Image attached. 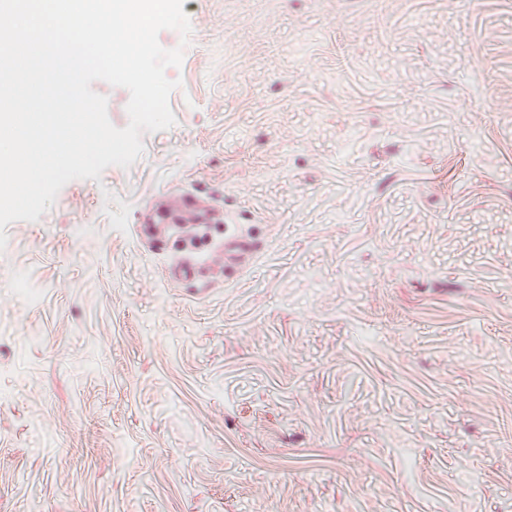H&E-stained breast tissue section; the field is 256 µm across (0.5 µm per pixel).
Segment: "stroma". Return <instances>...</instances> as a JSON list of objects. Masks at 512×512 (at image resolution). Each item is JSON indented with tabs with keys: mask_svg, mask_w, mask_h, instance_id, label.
<instances>
[{
	"mask_svg": "<svg viewBox=\"0 0 512 512\" xmlns=\"http://www.w3.org/2000/svg\"><path fill=\"white\" fill-rule=\"evenodd\" d=\"M183 10L175 125L5 228L0 512H512V0ZM181 192L256 251L172 283Z\"/></svg>",
	"mask_w": 512,
	"mask_h": 512,
	"instance_id": "obj_1",
	"label": "stroma"
}]
</instances>
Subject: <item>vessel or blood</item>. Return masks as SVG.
I'll return each mask as SVG.
<instances>
[{"label":"vessel or blood","instance_id":"b4317fda","mask_svg":"<svg viewBox=\"0 0 512 512\" xmlns=\"http://www.w3.org/2000/svg\"><path fill=\"white\" fill-rule=\"evenodd\" d=\"M224 221L222 212L207 198L182 193L158 202L144 215L141 224L135 225L134 232L139 240L155 243L160 240L162 229H178L182 254L172 267V277L176 280L200 282L208 272L215 270L218 261L234 263L255 249L250 240L232 235L213 244L211 255H200L197 251L199 230Z\"/></svg>","mask_w":512,"mask_h":512}]
</instances>
